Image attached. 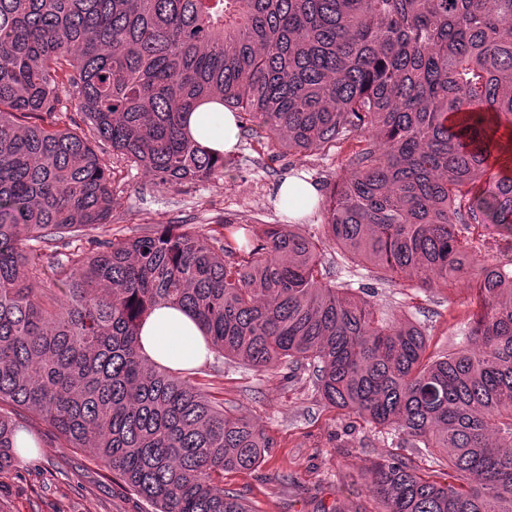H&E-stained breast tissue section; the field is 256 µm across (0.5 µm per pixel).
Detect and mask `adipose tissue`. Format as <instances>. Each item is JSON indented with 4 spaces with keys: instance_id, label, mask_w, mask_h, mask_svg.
I'll return each mask as SVG.
<instances>
[{
    "instance_id": "ef3b65f1",
    "label": "adipose tissue",
    "mask_w": 512,
    "mask_h": 512,
    "mask_svg": "<svg viewBox=\"0 0 512 512\" xmlns=\"http://www.w3.org/2000/svg\"><path fill=\"white\" fill-rule=\"evenodd\" d=\"M188 130L211 151L232 152L239 143L235 118L228 111L193 112ZM140 343L148 358L176 372L196 368L211 356L197 321L175 308L155 309L142 326Z\"/></svg>"
}]
</instances>
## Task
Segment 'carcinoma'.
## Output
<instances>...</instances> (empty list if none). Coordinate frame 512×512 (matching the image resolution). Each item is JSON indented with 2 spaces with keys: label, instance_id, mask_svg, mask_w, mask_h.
<instances>
[{
  "label": "carcinoma",
  "instance_id": "cac0c4a2",
  "mask_svg": "<svg viewBox=\"0 0 512 512\" xmlns=\"http://www.w3.org/2000/svg\"><path fill=\"white\" fill-rule=\"evenodd\" d=\"M65 98L162 188L224 175L186 130L207 103L273 163L353 144L323 181L327 242L376 281L474 279L459 341L431 355L368 286L323 281L322 244L297 224L86 234L112 223V179ZM508 126L512 0H0V472L28 411L153 512H251L224 475L272 444L145 356L140 327L169 305L210 352L304 366L328 405L444 467L375 462L382 512H512V267L462 238L512 235V175L491 163ZM58 241L56 292L40 260Z\"/></svg>",
  "mask_w": 512,
  "mask_h": 512
}]
</instances>
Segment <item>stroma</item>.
Here are the masks:
<instances>
[{"mask_svg": "<svg viewBox=\"0 0 512 512\" xmlns=\"http://www.w3.org/2000/svg\"><path fill=\"white\" fill-rule=\"evenodd\" d=\"M102 157L112 170L116 200L104 231L120 237L138 235L148 224H189L205 232L226 219L258 228L277 224L284 216L275 194L285 177L331 180L339 165L335 155H313L286 169L268 161L256 141L243 138L223 177L165 189L113 156L111 147H104ZM468 239L478 259L512 264V236L479 225L469 229ZM376 289L383 308L419 323L439 350L475 308L467 281L428 290L408 282L380 283ZM189 377L223 398L228 416L251 419L274 443L256 471L224 480L253 512H377L366 488L373 461L392 453L416 455L394 432L329 407L306 368H285L271 378L237 359L215 356ZM27 421L38 456L0 473V512H152L122 482L103 479L101 465L88 452L61 447L38 416L28 415Z\"/></svg>", "mask_w": 512, "mask_h": 512, "instance_id": "1", "label": "stroma"}]
</instances>
